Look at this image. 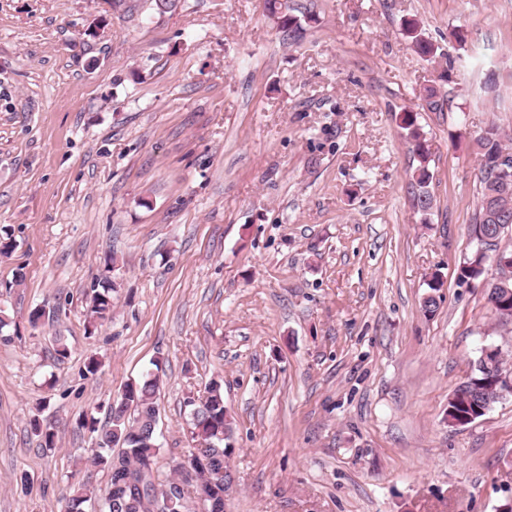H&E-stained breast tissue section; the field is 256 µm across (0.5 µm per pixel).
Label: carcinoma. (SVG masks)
<instances>
[{"label": "carcinoma", "mask_w": 512, "mask_h": 512, "mask_svg": "<svg viewBox=\"0 0 512 512\" xmlns=\"http://www.w3.org/2000/svg\"><path fill=\"white\" fill-rule=\"evenodd\" d=\"M415 51L422 57L432 59L437 47L429 41L417 22L408 20L403 27ZM401 127L407 131L412 151L419 158V166L413 173L418 192L416 207L422 213L432 208L433 197L429 186L433 174L429 168V149L417 124L416 113L406 111L401 116ZM479 155L480 206L475 213L471 229L474 251L459 268V279L467 281L479 278L484 272L485 250L496 245L505 230L512 228V137L498 126H487L476 139ZM115 285L109 280L101 288L94 289L91 297L90 324L107 320L112 313V293ZM497 302L506 312L497 315L499 324L512 323V271L499 270V277L489 284L488 302ZM160 379L150 375L135 385H126L120 396L107 409L111 425L97 426L96 419L84 422V427L97 434L100 452L92 465L109 473V482L101 498L105 512H151V494L155 485H164L160 480L156 431L158 423L156 393ZM205 403L196 405L198 411L192 416V440L210 452L209 477L196 488V492L211 495L212 489L223 493L228 488L226 458L230 449L224 441L233 435V419L224 405V390L217 380L204 387ZM478 393L459 385L448 407L469 414L474 412ZM128 474L142 481L143 493L132 500L121 495L116 488L118 478ZM96 495L94 489L80 485L67 500L65 512H85V503Z\"/></svg>", "instance_id": "obj_1"}]
</instances>
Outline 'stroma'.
<instances>
[{"instance_id":"stroma-1","label":"stroma","mask_w":512,"mask_h":512,"mask_svg":"<svg viewBox=\"0 0 512 512\" xmlns=\"http://www.w3.org/2000/svg\"><path fill=\"white\" fill-rule=\"evenodd\" d=\"M405 111L430 151L425 214ZM491 124L512 133V0H0V512L105 485L81 423L150 372L165 477L193 445L190 398L222 380L226 512L511 502L512 393L448 423L483 347L512 366L494 257L458 278ZM403 30L420 56L428 58V60L436 56L437 48L424 36L417 22L412 20L406 21ZM100 289L96 288L91 297L90 321L96 325L107 320L112 313V293L115 291V285L112 281L105 280Z\"/></svg>"}]
</instances>
